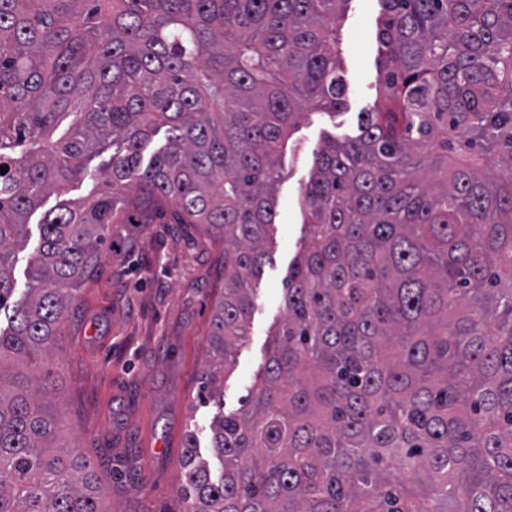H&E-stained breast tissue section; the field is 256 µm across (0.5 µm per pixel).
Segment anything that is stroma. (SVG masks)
<instances>
[{"instance_id": "1", "label": "stroma", "mask_w": 512, "mask_h": 512, "mask_svg": "<svg viewBox=\"0 0 512 512\" xmlns=\"http://www.w3.org/2000/svg\"><path fill=\"white\" fill-rule=\"evenodd\" d=\"M380 0H347L340 13L344 104L311 110L278 158L271 260L257 282L250 336L224 378V403L197 399L211 359L212 315L224 292V245L198 224L174 220L175 203L129 208L112 225L74 302L51 360L50 396L61 441L101 477L108 512H184L177 493L188 434L209 453L210 424L253 386L286 311L282 288L306 233L302 187L324 140L357 135L361 113L383 94L377 66Z\"/></svg>"}]
</instances>
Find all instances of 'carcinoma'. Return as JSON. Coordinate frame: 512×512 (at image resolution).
Wrapping results in <instances>:
<instances>
[{"mask_svg": "<svg viewBox=\"0 0 512 512\" xmlns=\"http://www.w3.org/2000/svg\"><path fill=\"white\" fill-rule=\"evenodd\" d=\"M347 2L0 0V512H108L90 463L57 449L48 356L118 191L173 198L224 241L198 399L224 397L278 154L305 109L343 103ZM381 2L382 104L316 153L285 320L210 426L216 463L188 435L187 512H512V0ZM99 176L109 191L43 213L17 296L29 216Z\"/></svg>", "mask_w": 512, "mask_h": 512, "instance_id": "1", "label": "carcinoma"}]
</instances>
